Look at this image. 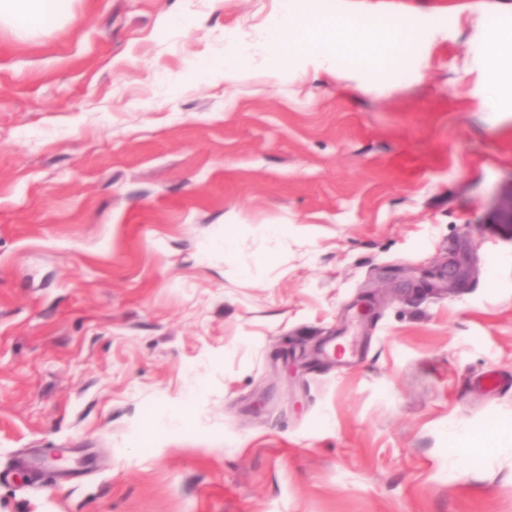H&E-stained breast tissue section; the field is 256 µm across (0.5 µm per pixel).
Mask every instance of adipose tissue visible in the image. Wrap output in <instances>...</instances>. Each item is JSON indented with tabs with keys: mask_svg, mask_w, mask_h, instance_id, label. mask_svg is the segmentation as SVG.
<instances>
[{
	"mask_svg": "<svg viewBox=\"0 0 512 512\" xmlns=\"http://www.w3.org/2000/svg\"><path fill=\"white\" fill-rule=\"evenodd\" d=\"M59 4L60 0H0V20H9L23 31L37 30L56 19ZM383 24L389 37L379 51L387 63L401 65L420 39L416 24L402 14L381 20L377 11L357 7L352 0H345L334 14L305 7L302 0H288V8L273 25L271 36L281 69L297 64L326 68L332 58L351 50L354 40L375 41ZM483 33L488 52L481 105L495 112L503 102L512 101V83L501 78L503 62L512 58V41L504 40L499 30L488 26Z\"/></svg>",
	"mask_w": 512,
	"mask_h": 512,
	"instance_id": "adipose-tissue-1",
	"label": "adipose tissue"
}]
</instances>
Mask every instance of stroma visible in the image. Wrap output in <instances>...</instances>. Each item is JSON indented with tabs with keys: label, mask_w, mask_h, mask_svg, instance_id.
<instances>
[{
	"label": "stroma",
	"mask_w": 512,
	"mask_h": 512,
	"mask_svg": "<svg viewBox=\"0 0 512 512\" xmlns=\"http://www.w3.org/2000/svg\"><path fill=\"white\" fill-rule=\"evenodd\" d=\"M363 2L420 28L401 74L269 78L285 0L0 23V512H512V447L448 446L512 419V112L472 23L512 0Z\"/></svg>",
	"instance_id": "obj_1"
}]
</instances>
